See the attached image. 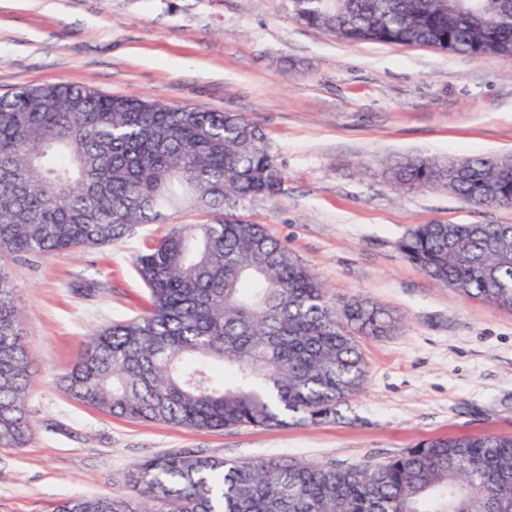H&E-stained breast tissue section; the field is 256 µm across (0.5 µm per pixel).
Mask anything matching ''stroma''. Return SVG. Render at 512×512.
I'll return each instance as SVG.
<instances>
[{"mask_svg":"<svg viewBox=\"0 0 512 512\" xmlns=\"http://www.w3.org/2000/svg\"><path fill=\"white\" fill-rule=\"evenodd\" d=\"M49 83L202 104L261 126L279 191L225 213L264 225L335 304L371 300L404 324L360 337L368 381L339 416L175 428L84 406L59 379L91 333L142 313L135 256L197 215L136 225L102 248L9 260L34 370L33 434L0 448V512L129 495L135 464L173 452L354 465L440 436L512 435V310L438 287L397 246L418 224H512V208L398 189L385 171L406 156L512 152V57L350 45L298 23L289 0H0V97Z\"/></svg>","mask_w":512,"mask_h":512,"instance_id":"35a3bbf8","label":"stroma"}]
</instances>
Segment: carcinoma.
Here are the masks:
<instances>
[{
	"label": "carcinoma",
	"instance_id": "carcinoma-1",
	"mask_svg": "<svg viewBox=\"0 0 512 512\" xmlns=\"http://www.w3.org/2000/svg\"><path fill=\"white\" fill-rule=\"evenodd\" d=\"M295 19L349 44L512 56V5L477 0H290ZM398 188L445 187L477 207H512V155L387 164ZM280 172L261 128L234 112L86 86L0 97V448L32 435L34 371L8 260L104 247L183 205L135 259L147 309L89 337L61 377L108 415L213 430L336 415L364 386L357 337L402 317L365 299L335 305L263 227L224 216L233 198L272 195ZM400 252L436 284L512 308V224H420ZM131 494L75 496L56 512H512V436H441L377 464L228 461L168 453L138 463Z\"/></svg>",
	"mask_w": 512,
	"mask_h": 512
}]
</instances>
